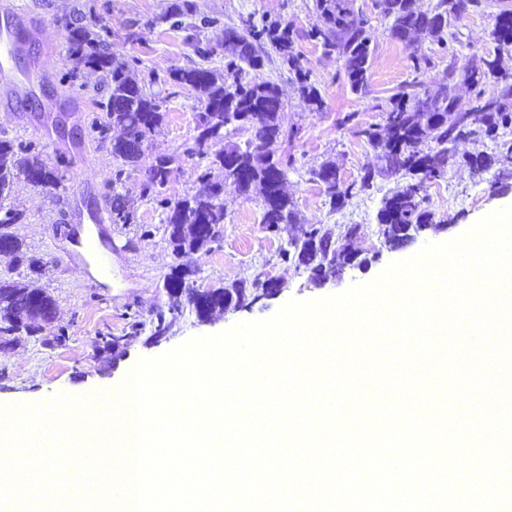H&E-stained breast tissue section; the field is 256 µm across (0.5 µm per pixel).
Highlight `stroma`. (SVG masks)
Listing matches in <instances>:
<instances>
[{
  "mask_svg": "<svg viewBox=\"0 0 512 512\" xmlns=\"http://www.w3.org/2000/svg\"><path fill=\"white\" fill-rule=\"evenodd\" d=\"M501 1L512 6V0H489V8L467 9L452 17L448 39L410 43L391 37L390 22L378 14L374 0H348L372 33L367 85L357 94L350 89L338 53L326 52L311 35L317 23L315 0H25L44 23L47 39L55 43L62 42L65 27L78 26L83 15L96 17L101 39L161 102L165 121L151 140L148 155L179 154L183 160L156 200L142 192L145 166L126 168L122 179L112 182L116 164L108 149L88 133L108 89L97 73L74 69L63 56L44 59L50 72L47 91L77 100L78 109L55 114L54 139L42 136L41 114L0 111V138L31 146L33 154L64 175L56 189H40L20 180L12 192L26 211L24 223L13 230L47 264L39 284L54 297L56 317L35 335L0 351V404L34 403L59 393L85 395L118 384L139 358L160 355L194 336L216 335L241 322L269 319L292 299L313 301L342 294L352 285L374 280L390 263L415 256L426 244L455 239L497 207L511 204L512 192L500 194L495 187L512 184V159L497 162L480 177L462 166L449 167L447 175L428 184L424 193L423 207L433 213L434 228L393 250L378 234L377 212L382 197L402 186V178H376L373 189L335 210L313 175L322 163L331 161L341 183L348 185L377 167L362 131L383 124L399 92L421 93L444 86L458 109H467L475 90L463 76L483 57L494 54L490 33ZM248 23L259 29L284 25L289 30L293 61L272 50L264 38L257 46L266 51L267 60L262 67L244 68L241 78L246 83H274L282 94L281 123L296 130L297 136L281 145L279 152L291 160L285 190L298 221L282 225L275 235L263 231L261 196L225 184L223 231L219 242L192 257L193 285L217 288L266 273L278 278L283 290L249 309L202 318L187 304L171 314L166 310L165 285L174 256L162 202L194 194L201 172L198 159L183 155L197 134L198 102L171 75L197 66L226 70L232 56L224 48V31ZM305 85L318 90L321 106L302 97L300 89ZM80 185L87 188L89 207L107 213L117 195L133 218L129 224L104 222L99 256L75 247L67 236L68 230L78 227L68 190ZM304 224L360 225L351 247L368 258V266L349 267L317 283L305 269L280 261V248ZM102 260L111 268V276L95 272ZM161 310L167 313L168 328L163 338L154 341L151 328ZM59 335L64 338L60 344L55 341ZM109 335L126 336L122 356L113 357L100 347L101 337Z\"/></svg>",
  "mask_w": 512,
  "mask_h": 512,
  "instance_id": "1",
  "label": "stroma"
}]
</instances>
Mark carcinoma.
<instances>
[{
  "label": "carcinoma",
  "mask_w": 512,
  "mask_h": 512,
  "mask_svg": "<svg viewBox=\"0 0 512 512\" xmlns=\"http://www.w3.org/2000/svg\"><path fill=\"white\" fill-rule=\"evenodd\" d=\"M379 13L392 20L390 34L400 40L423 35L443 39L448 29V17L456 15L462 0H437L424 13L411 7V0H374ZM318 25L314 35L323 40L327 50H337L344 62L351 90L361 92L370 68L371 37L365 21L355 15L347 0H315ZM96 19L67 30L65 45L73 62L100 74L107 86V101L101 103L90 129L99 142L109 146L116 162L115 177L121 178L125 167L137 165L145 155L149 141L164 121L159 100L133 75L127 63L112 55L94 31ZM491 37L496 43L494 57L466 71V82L476 88L475 105L470 112L452 111L448 88L440 87L419 98L412 106L397 105L386 113L384 125L362 131L368 144L378 152L380 165L369 169L360 184L343 187L336 167L330 163L314 171L324 185L334 207H341L354 196L353 190H371L377 177L400 175L410 182L383 197L377 213L379 229L387 240L398 236L399 227L433 224L432 214L422 208L425 185L447 174L448 167L464 165L476 175H483L498 162L497 154H512V84L503 83L499 60L503 53H512V10L503 9L496 15ZM224 43L237 59L251 68L263 65L265 55L250 41V34L230 29L224 32ZM172 80L192 88L197 93L200 111L196 122L198 134L194 145L184 154L207 161L200 174L202 182L195 194L169 204L165 224L178 258L189 257L208 249L213 237L222 232L224 224V183L238 184L243 193L259 190L264 203L262 228L278 233L280 225L293 224L296 213L288 197L278 189L286 178L287 164L276 154L278 143H287L292 133L281 127L279 114L283 109L277 86L266 82H242L239 75H225L211 68L177 70ZM472 140L492 143L491 151H476L460 158L448 149V143ZM224 142V149L212 153V142ZM176 155H160L144 194L165 186ZM221 170L223 180L212 178L213 169ZM24 177L35 187L57 186L61 183L58 168L47 165L37 155L23 156L14 141L0 139V263L11 272L23 267L27 275L39 277L44 271L43 259L30 252L23 241L11 231L23 212L15 207L11 195L1 189ZM360 234V225L346 224L341 236L328 224H305L300 233L280 249L278 256L285 263H295L301 257L311 264L317 276L326 279L347 266H365L368 260L349 250L350 241ZM193 269L179 263L172 267L167 285L186 287ZM253 289L243 282L218 287L204 293L194 291L189 301L204 295L223 296L241 307L251 301ZM56 310L54 297L45 288H36L25 280H15L0 274V337L14 342L37 331L39 322L47 321Z\"/></svg>",
  "instance_id": "carcinoma-1"
}]
</instances>
